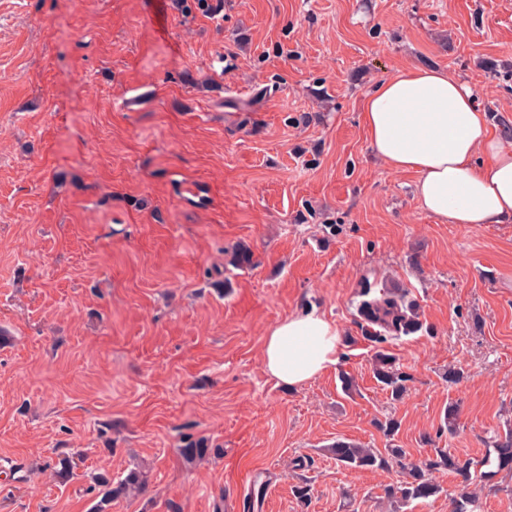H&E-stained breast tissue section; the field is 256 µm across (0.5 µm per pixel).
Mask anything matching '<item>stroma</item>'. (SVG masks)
Segmentation results:
<instances>
[{"instance_id": "obj_1", "label": "stroma", "mask_w": 512, "mask_h": 512, "mask_svg": "<svg viewBox=\"0 0 512 512\" xmlns=\"http://www.w3.org/2000/svg\"><path fill=\"white\" fill-rule=\"evenodd\" d=\"M152 2L0 0V512H90L91 473L136 464L145 492L109 512H252L235 482L258 469L263 512H391L398 467L348 469L328 445L492 455L512 428V223L422 211L360 112L394 70L440 67L502 137L512 0H227L187 22L161 0L165 39ZM366 284L403 287L423 323L384 344L411 377L397 401L361 331ZM312 309L340 359L278 385L264 336ZM191 439L206 461L182 457Z\"/></svg>"}]
</instances>
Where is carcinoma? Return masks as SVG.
I'll return each mask as SVG.
<instances>
[{
	"label": "carcinoma",
	"instance_id": "1",
	"mask_svg": "<svg viewBox=\"0 0 512 512\" xmlns=\"http://www.w3.org/2000/svg\"><path fill=\"white\" fill-rule=\"evenodd\" d=\"M174 8L183 17L199 13L204 17H216L224 13V0H173ZM362 309L370 314V325L379 330L366 331L365 339L380 344L387 340V335L408 336L422 329L417 307L407 299L403 291L384 292L371 296L368 287L361 292ZM375 377L382 386L390 391L393 398H401L408 390L410 376L402 371L397 358L385 349H377L374 355ZM496 453L495 463L499 470L512 472V429L494 441ZM184 459L189 462L205 459L210 449L202 441H190L181 449ZM329 455L336 463L358 470L384 469L395 463L403 474V479L384 488V499L390 508L397 509L399 505L412 500L428 499L439 494L442 487L429 477L431 470H446L461 479L458 498L454 500L453 512H468L467 506L474 502V496L469 488L474 482L490 476L488 472L480 471L485 462H475L470 459L462 460L444 448L436 450V458L419 462L408 458L402 448H368L365 445L338 439L328 448ZM99 485L106 488L105 493L94 506L93 512H107L112 496L121 494H141L145 491L147 475L140 467L131 468L117 487L105 475L95 477Z\"/></svg>",
	"mask_w": 512,
	"mask_h": 512
}]
</instances>
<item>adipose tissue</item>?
I'll return each instance as SVG.
<instances>
[{"label": "adipose tissue", "instance_id": "obj_1", "mask_svg": "<svg viewBox=\"0 0 512 512\" xmlns=\"http://www.w3.org/2000/svg\"><path fill=\"white\" fill-rule=\"evenodd\" d=\"M361 121L391 170L416 175L427 214L445 224L512 223V147L491 135L471 86L442 68L400 69L365 97ZM341 347L323 313L292 315L267 331L263 369L295 388L336 366Z\"/></svg>", "mask_w": 512, "mask_h": 512}]
</instances>
